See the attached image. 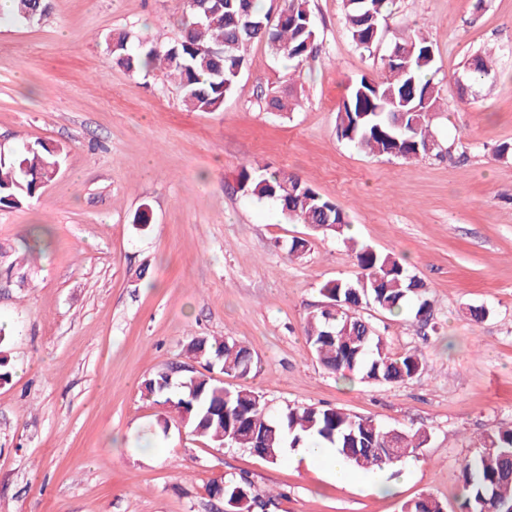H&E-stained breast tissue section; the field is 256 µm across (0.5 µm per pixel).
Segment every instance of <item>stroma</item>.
Here are the masks:
<instances>
[{
	"label": "stroma",
	"mask_w": 512,
	"mask_h": 512,
	"mask_svg": "<svg viewBox=\"0 0 512 512\" xmlns=\"http://www.w3.org/2000/svg\"><path fill=\"white\" fill-rule=\"evenodd\" d=\"M313 53L302 63L251 43L232 94L189 112L161 71L132 73L108 40H180L183 0H49L25 20L0 11V149L62 148L40 196L0 208V512H214L208 486L248 477L274 494L266 512H402L422 496L462 512L460 471L484 437L512 426V0H396L382 41L359 50L344 0H311ZM432 44L441 91L431 129L450 156L372 155L336 134L348 86L384 77L394 43ZM496 76L459 89L475 55ZM289 109H267L266 98ZM283 171L349 216L352 243L287 220L239 190L240 173ZM148 223H137L139 213ZM307 242L301 258L293 240ZM421 278L432 330L406 309H367L389 349L420 376L345 382L305 344L323 285L355 277V245ZM486 311L474 322L472 308ZM230 336L257 365L226 388L259 392L272 412L329 405L429 440L382 496L341 485L296 448L277 464L213 448L142 383L185 359L195 337Z\"/></svg>",
	"instance_id": "35a3bbf8"
}]
</instances>
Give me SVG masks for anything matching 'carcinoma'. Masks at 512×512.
I'll return each instance as SVG.
<instances>
[{"instance_id": "carcinoma-1", "label": "carcinoma", "mask_w": 512, "mask_h": 512, "mask_svg": "<svg viewBox=\"0 0 512 512\" xmlns=\"http://www.w3.org/2000/svg\"><path fill=\"white\" fill-rule=\"evenodd\" d=\"M394 0H346L345 23L354 44L363 50L377 45L380 22L392 14ZM45 0H14L18 17L27 19L47 11ZM209 14L202 13L193 0H184V32L180 42L169 45L156 36L145 40L146 49L134 48L126 33L112 37V56L130 72L148 71L161 63L166 77L182 91L189 111L213 112L224 105L234 90L237 73L246 64L245 51L264 38L276 55L298 62L313 49L315 30L310 0H285L274 20L258 12L253 0H210ZM271 22L261 36L253 29L257 22ZM212 47L224 48V56L206 59ZM400 58L386 63L388 75L381 79L365 76L353 83L336 112L338 138L373 154L392 155L406 161L416 151L433 146L440 157L452 146L434 136L428 111L439 98L440 89L428 78L435 66L432 45L424 37L395 44ZM466 78L475 84L495 76L487 59L478 54ZM60 148L44 143L0 151V207L15 208L39 195L59 161ZM240 189L251 197L276 202L283 215L301 224L332 234L343 242L351 222L334 202L299 179L274 172L257 177L244 168ZM359 274L350 280H333L321 292L336 300L334 312L320 307L311 312L305 328L309 351L328 370L355 375L364 383L392 384L421 374L420 358L414 354L392 353L377 334L365 342V318L359 310L368 306L399 315L408 302H415V316L429 319L430 305L424 283L409 273L398 259L362 246L356 252ZM186 358L217 365L228 376L245 378L255 367L251 350L231 337L192 339ZM170 368L157 371L143 382L145 395L174 412L189 431L214 448L242 446V440L257 435L258 447L277 463L286 448L317 439L337 451L355 469H384L423 447L428 435L419 430L401 431L402 443L391 454L384 451L389 429L369 417L352 416L330 406L289 407L272 414L262 396L249 388L228 390L224 382L202 372L186 370L169 375ZM247 448L253 444L248 443ZM467 497L464 512H501L512 505V426L486 435L482 451L462 470ZM247 492L238 512H254L265 505L263 495L242 477L229 481L228 492ZM405 512H442V504L428 497L408 502Z\"/></svg>"}]
</instances>
